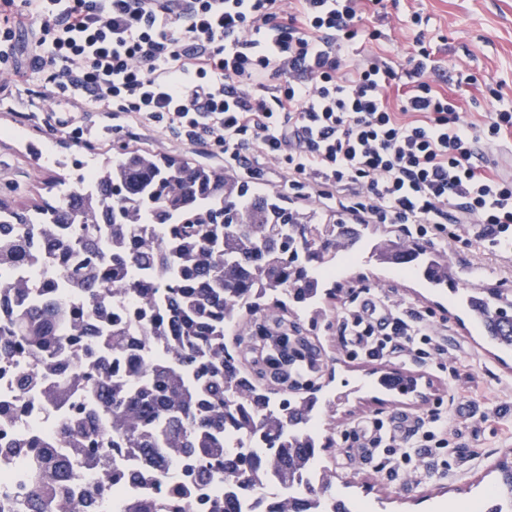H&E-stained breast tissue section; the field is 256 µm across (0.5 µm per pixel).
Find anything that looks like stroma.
I'll use <instances>...</instances> for the list:
<instances>
[{"label":"stroma","mask_w":512,"mask_h":512,"mask_svg":"<svg viewBox=\"0 0 512 512\" xmlns=\"http://www.w3.org/2000/svg\"><path fill=\"white\" fill-rule=\"evenodd\" d=\"M392 17L391 38L373 41L369 50L408 58L417 34L408 18L412 11L429 16L426 36L439 49L438 87L458 97L470 117H480L487 105L485 82L500 83L505 100L512 102V0H383ZM14 112L0 110V128L13 129L0 136V199L31 208L59 193L57 182H75L87 161H106L123 150H141L179 162L223 168L224 161L207 148L176 145L162 131L116 128L105 112L71 113L68 104L57 103L58 116H74L79 124L97 130L92 148L75 146L64 134L49 130L37 118L23 119L29 111L25 86L14 88ZM66 167H59V160ZM438 251L450 263L454 278L471 279L477 288H511L512 258L484 249L480 243L464 248L453 244ZM375 286L386 299L435 312L446 321L442 342L449 357L467 365L479 383L477 396L470 398L471 418L454 417L451 427L455 444L446 448L448 470L435 474L425 461L414 462L408 483L388 480L368 460L347 455L343 448L325 452L323 460L335 475L337 494L358 502H369L374 512H428L438 497L449 505L479 498L498 477V466L512 462V350L487 341L481 328L467 313L459 295L449 288L432 287L421 277L385 265L361 248L357 258L327 281L334 289L320 304L326 316L311 324L308 314L295 307L266 308L243 314L237 329L249 336L279 318L288 323L290 335L303 338L307 348L320 359V395L329 401L326 436L339 438L357 419L376 413L399 412L415 417L448 397L454 387L448 372L393 358H350L336 343L337 312L350 289ZM402 370L416 378L418 390L409 395L386 393L376 386L384 373Z\"/></svg>","instance_id":"obj_1"}]
</instances>
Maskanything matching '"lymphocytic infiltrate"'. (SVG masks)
<instances>
[{
    "label": "lymphocytic infiltrate",
    "instance_id": "lymphocytic-infiltrate-1",
    "mask_svg": "<svg viewBox=\"0 0 512 512\" xmlns=\"http://www.w3.org/2000/svg\"><path fill=\"white\" fill-rule=\"evenodd\" d=\"M381 0H0V102L20 78L30 96L64 98L137 128H161L218 149L229 166L263 161L292 190L361 224H396L436 244L512 253V176L480 165V146L512 134V106L488 88L490 111L467 120L434 87L438 61L416 36L410 70L366 55ZM33 40L20 52L17 31ZM353 290L337 318L348 357L408 358L449 371L433 313ZM436 405L396 434L386 417L352 425L344 447L372 449L396 477L414 456L435 458L452 432Z\"/></svg>",
    "mask_w": 512,
    "mask_h": 512
}]
</instances>
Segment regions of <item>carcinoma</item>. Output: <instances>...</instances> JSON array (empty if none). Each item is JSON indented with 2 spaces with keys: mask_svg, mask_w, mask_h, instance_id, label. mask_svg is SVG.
Listing matches in <instances>:
<instances>
[{
  "mask_svg": "<svg viewBox=\"0 0 512 512\" xmlns=\"http://www.w3.org/2000/svg\"><path fill=\"white\" fill-rule=\"evenodd\" d=\"M368 229L317 222L226 171L139 150L33 209L0 202V367L25 360L0 419L25 412L32 391L57 416L52 438H0V461L27 460L22 512H101L129 484L144 492L125 512H349L328 467L303 482L329 449L310 434L326 407L312 382L319 359L280 320L249 339L228 329L273 295L317 324L322 270ZM373 254L448 285V261L425 246L378 242ZM39 264L57 276L37 287L19 271ZM69 291L84 302L68 303ZM459 291L490 340L512 348V300ZM117 296L138 329L112 315ZM290 353L313 362L308 376L288 381ZM88 467L99 483L82 489ZM488 494L511 507L512 478L500 472Z\"/></svg>",
  "mask_w": 512,
  "mask_h": 512,
  "instance_id": "1",
  "label": "carcinoma"
}]
</instances>
